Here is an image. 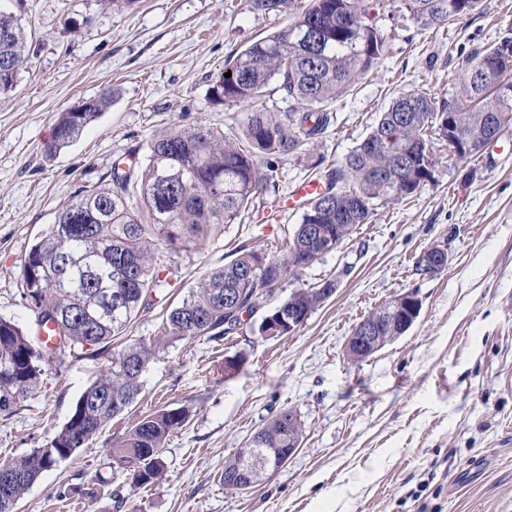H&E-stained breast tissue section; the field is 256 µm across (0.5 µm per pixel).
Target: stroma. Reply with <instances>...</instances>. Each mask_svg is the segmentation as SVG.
I'll return each instance as SVG.
<instances>
[{
  "label": "stroma",
  "mask_w": 512,
  "mask_h": 512,
  "mask_svg": "<svg viewBox=\"0 0 512 512\" xmlns=\"http://www.w3.org/2000/svg\"><path fill=\"white\" fill-rule=\"evenodd\" d=\"M27 32L26 63L0 97V317L36 335L20 296L34 240L84 187L106 184L115 161L171 128L227 132L240 104L217 101L226 59L289 16L251 11L247 0H0ZM388 46L374 75L330 103L337 120L312 147L324 168L371 132L401 93L451 91L461 48L512 36V0H482L472 15L437 30L380 20ZM112 101L71 146L44 153L59 113L87 100ZM261 208L226 224L202 249L180 255L179 302L208 270L250 240L272 252L301 213L276 223ZM448 246L446 268L420 277L431 245ZM327 280L336 293L288 335L250 330L222 340L169 345L150 360L135 403L70 460L45 471L15 512H512V126L460 163L440 161L434 181L379 208L336 250L286 279L280 294ZM415 289L413 327L364 361L347 360L355 326L394 295ZM164 312H141L110 351L46 362L37 387L0 415V459L49 442L114 351L153 342ZM247 362L224 375L225 356ZM186 413L170 436L165 477L134 485L113 468L109 448L142 416ZM289 409L303 425L299 450L253 488L226 494L224 462L266 420Z\"/></svg>",
  "instance_id": "1"
}]
</instances>
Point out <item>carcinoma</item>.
<instances>
[{"label":"carcinoma","instance_id":"carcinoma-1","mask_svg":"<svg viewBox=\"0 0 512 512\" xmlns=\"http://www.w3.org/2000/svg\"><path fill=\"white\" fill-rule=\"evenodd\" d=\"M480 0H250L260 12L290 11L286 27L230 56L215 98L251 104L278 84L286 110L244 113L240 134L228 137L198 127L154 137L143 162L112 166L108 183L83 189L59 211L24 258L21 294L38 327L61 337L55 352L14 320L0 317V414L36 388L42 363L64 354L107 349L125 335L136 316L168 300L165 290L182 280L174 260L155 258L154 247L174 254L201 248L224 224H233L255 201L276 189L279 160L300 157L322 141L332 123L329 103L372 73L387 37L373 21L380 12L403 13L420 29H440L474 12ZM24 29L0 12V93L14 84L25 62ZM457 90L437 97L412 91L395 98L371 133L345 162L319 177L322 190L308 200L291 239L272 253L242 243L233 259L207 271L198 285L166 315L163 335L112 354L109 368L88 386L60 430L44 447L0 460L14 476L0 481V512H14L25 491L45 471L72 457L141 392L135 368L170 343L236 333L235 311L252 309L255 297L280 288L293 271L318 258L311 225L345 237L370 222L381 205L399 201L434 180L436 144L466 160L497 140L512 123V51L501 41L461 52ZM110 97L87 102L82 111L59 114L45 153L70 146L94 122ZM455 135L448 138V122ZM138 193L141 206L129 205ZM234 302L224 304V296ZM186 419L182 409L146 415L112 442V467L132 472V482L149 485L166 471L171 433ZM270 459L288 450V411L258 429ZM242 452L224 462L220 480L237 492Z\"/></svg>","mask_w":512,"mask_h":512}]
</instances>
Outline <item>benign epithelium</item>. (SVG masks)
<instances>
[{"mask_svg": "<svg viewBox=\"0 0 512 512\" xmlns=\"http://www.w3.org/2000/svg\"><path fill=\"white\" fill-rule=\"evenodd\" d=\"M311 232L314 243L323 254L337 249L340 245V240L324 235L316 224L312 225ZM430 263L445 268L448 264L447 248L441 244H434L422 252L418 267L423 268ZM420 310L421 300L415 290L411 289L394 296L357 324L345 345L346 358L352 362L369 358L408 331L418 318ZM308 316L309 311H302L294 306V296L291 295L288 297V315L271 311L265 314L267 332L263 334V338L273 339L287 335L300 327ZM248 446L249 452L242 458L240 474L249 480L254 464L260 460V455L258 449L254 448V441H249Z\"/></svg>", "mask_w": 512, "mask_h": 512, "instance_id": "7a95c632", "label": "benign epithelium"}]
</instances>
